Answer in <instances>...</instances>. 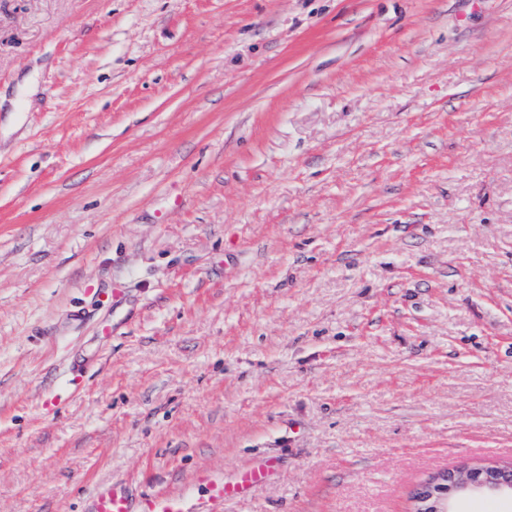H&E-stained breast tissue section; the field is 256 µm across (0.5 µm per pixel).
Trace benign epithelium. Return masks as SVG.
Instances as JSON below:
<instances>
[{"mask_svg": "<svg viewBox=\"0 0 512 512\" xmlns=\"http://www.w3.org/2000/svg\"><path fill=\"white\" fill-rule=\"evenodd\" d=\"M467 495L512 500V465L478 462L432 475L412 497V512H457L456 501Z\"/></svg>", "mask_w": 512, "mask_h": 512, "instance_id": "7a95c632", "label": "benign epithelium"}]
</instances>
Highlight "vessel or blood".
<instances>
[{"label": "vessel or blood", "mask_w": 512, "mask_h": 512, "mask_svg": "<svg viewBox=\"0 0 512 512\" xmlns=\"http://www.w3.org/2000/svg\"><path fill=\"white\" fill-rule=\"evenodd\" d=\"M275 463L263 460L241 472L234 481H224L208 471L198 472L194 482L202 486L206 499L203 512H224L226 501L247 495L274 473ZM86 512H187L183 499L161 491L131 494L124 481L99 483L90 496Z\"/></svg>", "instance_id": "b4317fda"}]
</instances>
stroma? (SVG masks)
I'll return each instance as SVG.
<instances>
[{"label":"stroma","instance_id":"1","mask_svg":"<svg viewBox=\"0 0 512 512\" xmlns=\"http://www.w3.org/2000/svg\"><path fill=\"white\" fill-rule=\"evenodd\" d=\"M0 92V512L512 463V0H0ZM275 471V462L262 460L241 472L234 481L225 482L224 476L219 477L208 471H200L194 483L202 486L205 491V508L199 512H223L224 503L247 495L256 486L265 483Z\"/></svg>","mask_w":512,"mask_h":512}]
</instances>
